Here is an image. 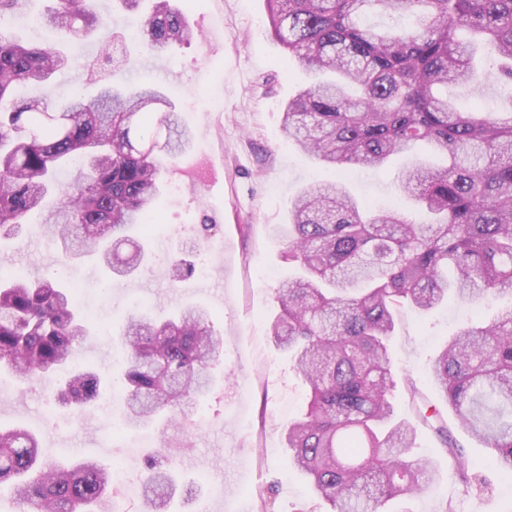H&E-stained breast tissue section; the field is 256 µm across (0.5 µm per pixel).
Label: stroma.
<instances>
[{
	"mask_svg": "<svg viewBox=\"0 0 512 512\" xmlns=\"http://www.w3.org/2000/svg\"><path fill=\"white\" fill-rule=\"evenodd\" d=\"M55 5V0H25L0 21L25 41L44 42L54 34L43 16ZM184 7L195 41L153 52L142 41L128 42L130 62L121 78L127 85L150 81L162 87L194 133L192 147L174 159L165 178L157 228L134 234L147 264L137 275L114 280L106 293L99 290L102 271L95 259L70 261L69 268L82 289V305L92 314L76 363L104 379L118 371L124 355L118 337L129 314L147 310L162 317L186 303L209 311L224 350L200 408L206 422L191 435L180 423L128 429L119 394L107 391L103 397L111 401V411L69 427L52 376L31 384L14 380L0 391V426L37 432L46 461L91 459L134 480L145 477L148 457L168 453L169 468L196 490L189 503H175L176 512H260L255 496L260 488L272 491L270 512H327L303 475L288 466L282 426L303 410L307 391L270 336L278 313L275 290L288 274L286 243L270 229L287 223L290 200L312 181L334 176L282 131L284 103L316 76L297 63L284 66L265 0H185ZM101 38L97 32L65 44L73 62L52 82L58 95L75 89L93 95L86 62L96 55ZM475 64L487 74L481 92L451 85L449 100L464 111L512 106V92L490 75L488 51H479ZM421 163L443 168L448 161L420 145L380 170L357 172L348 185L367 204L390 206L403 199L402 173ZM59 249L58 239L42 230L19 235L5 255L10 269L39 277L49 273L48 253ZM178 255L196 267L211 264L212 274L171 282L168 270ZM493 312L491 305L454 296L428 313L402 311L390 342L399 376L416 379L420 397L445 409L442 392L422 372L465 322ZM465 443L478 463L467 484L438 450L432 430L418 426L417 452L433 462L439 477L409 500L411 512H444L448 506L455 512H512L506 479L481 465L487 448L471 437Z\"/></svg>",
	"mask_w": 512,
	"mask_h": 512,
	"instance_id": "1",
	"label": "stroma"
}]
</instances>
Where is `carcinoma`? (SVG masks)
<instances>
[{
  "label": "carcinoma",
  "instance_id": "carcinoma-1",
  "mask_svg": "<svg viewBox=\"0 0 512 512\" xmlns=\"http://www.w3.org/2000/svg\"><path fill=\"white\" fill-rule=\"evenodd\" d=\"M145 9L143 34L155 51L189 42L194 30L174 0H119ZM270 28L285 62L333 71L342 83H317L283 108V131L318 162L343 173L382 167L425 142L447 156L444 170L417 167L404 180L419 222L400 210L362 207L340 177L315 182L291 201L286 239L294 275L276 289L275 344L288 353L308 387L306 410L283 426L288 464L309 478L330 512H387L437 478L412 455L415 427L400 419L389 352L398 313L430 311L453 292L473 302L512 296V109L462 112L437 93L448 84L477 91L476 40L492 42L502 83L512 89V0H266ZM368 7L416 21L391 30L362 26ZM47 23L80 40L105 26L93 0H58ZM473 37L463 41L459 32ZM125 44L111 36L95 56L111 82L86 100L72 94L58 112L39 99L18 100L26 82L49 85L67 68L52 46L30 47L0 31V241L26 230L28 215L59 229L67 258L96 257L114 278L139 268V247L127 259L115 249L134 225L154 226L161 164L193 139L154 84L127 90L115 77ZM78 162L85 171L67 188L55 169ZM453 277H448V271ZM90 316L78 289L58 278L31 280L0 272V375L30 382L62 377L58 405L79 415L96 404L99 375L70 366L88 335ZM121 388L126 423L175 420L205 394L208 368L222 338L208 311L186 305L158 323L131 316L121 334ZM425 376L437 386L459 427L489 449V465L512 476V305L472 322L446 343ZM460 481L471 480L467 447L447 416L416 406ZM37 512H112V476L96 461L70 465L40 458L39 439L23 428H0V486ZM173 472L149 466L147 512H169Z\"/></svg>",
  "mask_w": 512,
  "mask_h": 512
}]
</instances>
